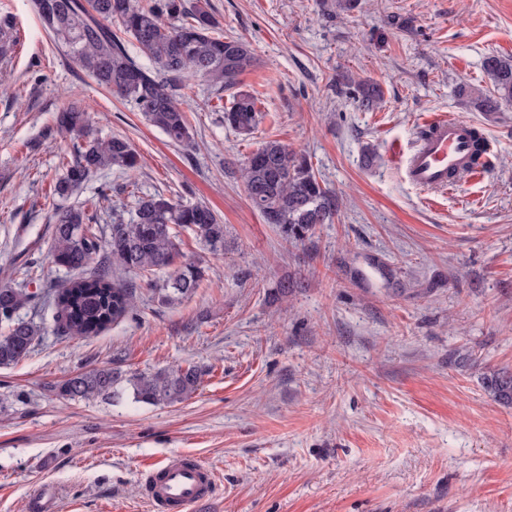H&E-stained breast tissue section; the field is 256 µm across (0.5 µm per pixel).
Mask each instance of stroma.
I'll list each match as a JSON object with an SVG mask.
<instances>
[{
    "mask_svg": "<svg viewBox=\"0 0 512 512\" xmlns=\"http://www.w3.org/2000/svg\"><path fill=\"white\" fill-rule=\"evenodd\" d=\"M336 2L210 0L221 32L248 41L256 62L231 91L195 81L186 148L99 87L30 0H0L20 30L0 68V282L24 283L35 301L20 315L46 327L0 369V512H28L44 491L54 512H151L143 473L176 453L215 475L194 512H512V405L483 386L512 374V104L486 114L457 95L492 90L485 58L512 57V0ZM361 79L380 85L381 108L360 105ZM236 90L262 114L246 139L224 125ZM74 97L99 135L127 138L140 160L71 197L86 207L111 189L112 209L95 212L100 236L113 214L132 217L135 196L157 192L224 224L217 255L181 235L183 261L204 268L191 298L161 303L145 278L120 273L137 287L135 309L87 339L63 333L50 301L69 275L49 264V194L74 143L53 125ZM435 115L485 134L484 179L427 194L402 178L395 155ZM270 139L306 154L340 200L302 244L264 223L242 185L241 167ZM176 364L202 377L173 405L50 390L94 368Z\"/></svg>",
    "mask_w": 512,
    "mask_h": 512,
    "instance_id": "obj_1",
    "label": "stroma"
}]
</instances>
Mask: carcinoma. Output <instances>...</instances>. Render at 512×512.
<instances>
[{"instance_id": "carcinoma-1", "label": "carcinoma", "mask_w": 512, "mask_h": 512, "mask_svg": "<svg viewBox=\"0 0 512 512\" xmlns=\"http://www.w3.org/2000/svg\"><path fill=\"white\" fill-rule=\"evenodd\" d=\"M208 0H31L42 27L101 87L119 95L132 111L162 131L171 142L192 146L186 116L190 81L230 88L254 65L250 45L224 37L207 9ZM20 39L14 18L0 16V65H8ZM134 44L151 64L137 61L128 49ZM485 68L493 80L490 95L461 89L480 112H495L512 101V60L490 56ZM362 105L374 108L381 90L357 85ZM261 113L248 92H236L224 111L225 124L251 136ZM57 130L74 136L76 150L61 162L52 196L53 244L51 263L68 271L82 270L101 253L105 261L90 276L71 279L56 290L55 319L72 337L96 336L125 317L134 307L135 286L114 278L115 270L151 275L147 284L161 302L174 304L192 296L203 269L184 263L164 279L180 255L178 230L192 232L217 254L224 250V224L206 205L165 198H140L128 221L116 216L109 237L101 240L86 209L66 204L92 176L105 169L133 173L139 156L131 143L118 136L94 132L82 102L74 99L57 112ZM246 196L264 222L277 227L283 239L302 243L320 224L332 223L339 199L318 180L309 158L279 140L263 142L241 169ZM33 295L22 284H0V368L25 358L42 336L41 326L19 316ZM201 371L195 366H167L130 375L106 367L78 372L52 386L67 400L109 399L130 391L134 401L149 405L174 404L193 395ZM486 388L512 404V376L494 375Z\"/></svg>"}]
</instances>
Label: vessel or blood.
Listing matches in <instances>:
<instances>
[{"mask_svg":"<svg viewBox=\"0 0 512 512\" xmlns=\"http://www.w3.org/2000/svg\"><path fill=\"white\" fill-rule=\"evenodd\" d=\"M424 128V135L401 162L410 184L427 193H445L454 188L457 172L474 179L485 176L484 167L470 163L478 133L475 124L439 115L427 120ZM214 481L202 463L173 456L147 469L145 499L152 512H192L209 500Z\"/></svg>","mask_w":512,"mask_h":512,"instance_id":"1","label":"vessel or blood"}]
</instances>
